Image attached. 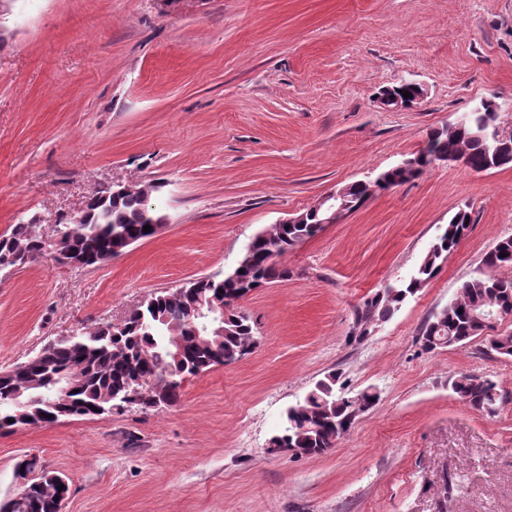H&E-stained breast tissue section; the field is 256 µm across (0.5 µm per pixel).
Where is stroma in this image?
<instances>
[{
	"label": "stroma",
	"instance_id": "obj_1",
	"mask_svg": "<svg viewBox=\"0 0 512 512\" xmlns=\"http://www.w3.org/2000/svg\"><path fill=\"white\" fill-rule=\"evenodd\" d=\"M403 80L426 90L391 109ZM512 129V0H0V234L53 237L119 182L160 183L156 235L96 267L0 271V370L150 293L230 272L251 239L421 150L482 101ZM473 222L437 275L370 335L354 310L409 279L458 209ZM512 235V165L434 167L373 194L240 300L258 344L187 378L178 401L0 435V504L34 455L62 512H512V359L481 340L423 350L426 320ZM378 403L324 455L270 450L329 373ZM493 380L495 413L448 388Z\"/></svg>",
	"mask_w": 512,
	"mask_h": 512
}]
</instances>
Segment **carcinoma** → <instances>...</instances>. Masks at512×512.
<instances>
[{
  "label": "carcinoma",
  "instance_id": "1",
  "mask_svg": "<svg viewBox=\"0 0 512 512\" xmlns=\"http://www.w3.org/2000/svg\"><path fill=\"white\" fill-rule=\"evenodd\" d=\"M462 125L454 123L428 134L426 146L401 167L378 175L383 189L401 185L431 167L430 157L440 154L462 159L473 171H489L512 164V137L498 139L494 104L481 103ZM157 185L125 186L120 194L88 204L81 219L56 225L54 237L35 231V221L19 222L0 236V269L23 266L49 253L60 264L93 267L121 255L128 244L147 236L144 226L158 223L163 212L149 203ZM331 212L314 206L295 224H275L257 233L233 270L222 278H200L174 291L152 293L116 323L91 325L68 338L46 345L40 354L16 365L17 371L0 377V431L43 423L45 414L56 421L90 417V406L108 405L112 395L131 393V405L143 410L172 405L182 382L210 370L224 360L242 358L257 344L250 317L237 301L252 290L291 276L283 257L296 245L316 235ZM471 212L460 209L448 221L410 278L390 285L355 309L364 325L389 319L404 300L432 279L443 262L465 238ZM512 269V236L499 239L482 258L472 278L457 296L427 321L421 330L427 352L485 340L486 352L512 357V332L495 329L492 320L512 316V278L499 275ZM215 296L224 304L222 333L200 332L202 318L194 305ZM448 389L470 407L493 413L499 399L497 384L480 375L460 372L448 377ZM379 400L368 387L355 395L345 391L336 373L317 381L303 401L288 407L281 433L269 440L272 448H294L299 454L320 455L334 448L355 424V413L371 409ZM33 494L14 501V512H56L61 497L53 472L37 458L28 462Z\"/></svg>",
  "mask_w": 512,
  "mask_h": 512
}]
</instances>
